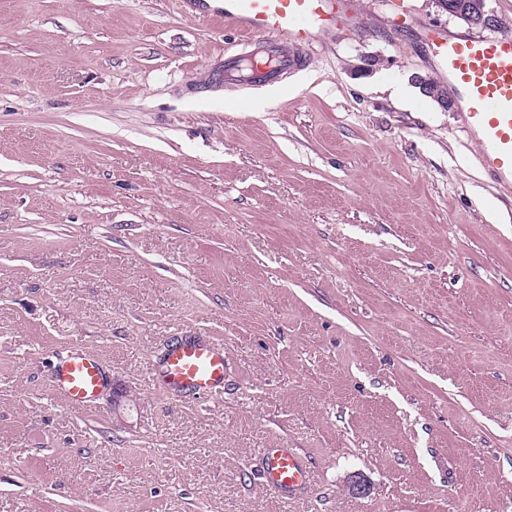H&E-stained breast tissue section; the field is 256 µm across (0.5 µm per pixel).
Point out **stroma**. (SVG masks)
<instances>
[{
  "label": "stroma",
  "mask_w": 512,
  "mask_h": 512,
  "mask_svg": "<svg viewBox=\"0 0 512 512\" xmlns=\"http://www.w3.org/2000/svg\"><path fill=\"white\" fill-rule=\"evenodd\" d=\"M408 7L215 86L234 32L182 0H0V512H512V199L413 91L448 81L425 26H468ZM181 331L222 393L150 385ZM75 347L89 409L49 382ZM49 377L53 391L76 408L91 406L108 382L99 359L79 348L58 356ZM261 458L269 490L283 497H293L308 487L309 472L293 448H264Z\"/></svg>",
  "instance_id": "1"
}]
</instances>
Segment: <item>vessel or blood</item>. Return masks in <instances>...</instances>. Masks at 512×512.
<instances>
[{"instance_id":"vessel-or-blood-1","label":"vessel or blood","mask_w":512,"mask_h":512,"mask_svg":"<svg viewBox=\"0 0 512 512\" xmlns=\"http://www.w3.org/2000/svg\"><path fill=\"white\" fill-rule=\"evenodd\" d=\"M226 25L240 35L242 47L269 62L271 76L294 70L300 49L321 33L342 25L343 0H214ZM427 44L458 92L461 118L475 140L478 162L498 193L512 198V35H452L431 28ZM224 346L203 336H178L150 371L155 386L172 396H209L224 386ZM108 382L102 363L74 348L50 369L54 392L67 404L91 406ZM262 469L267 488L293 497L309 485V472L291 448H266Z\"/></svg>"}]
</instances>
